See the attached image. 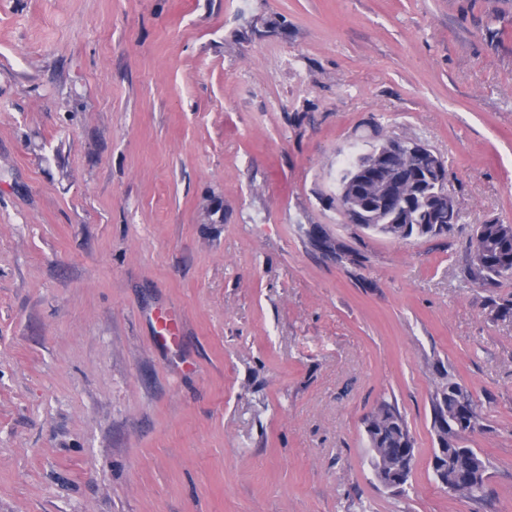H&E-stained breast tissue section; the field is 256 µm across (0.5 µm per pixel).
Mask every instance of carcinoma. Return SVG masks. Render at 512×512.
Wrapping results in <instances>:
<instances>
[{
	"label": "carcinoma",
	"mask_w": 512,
	"mask_h": 512,
	"mask_svg": "<svg viewBox=\"0 0 512 512\" xmlns=\"http://www.w3.org/2000/svg\"><path fill=\"white\" fill-rule=\"evenodd\" d=\"M384 175L392 180L420 179L424 188L436 189L432 210L420 202L407 213V223L392 224L394 214L404 202L393 198L386 210L377 214L364 229L395 241L430 239L446 236L460 219V213L448 214V185L442 183L446 168L430 151L415 155L411 167L403 169L394 158L382 161ZM473 277L485 284L512 278V224H478L474 229L471 257ZM431 426L437 448L429 467L436 482L460 499L481 501L490 478L488 459L468 446V437L483 428V417L473 392L455 377L443 371L431 393ZM370 465L375 478L385 484L402 478L403 493L411 485L416 448L406 418L399 409L381 402L364 421Z\"/></svg>",
	"instance_id": "carcinoma-1"
}]
</instances>
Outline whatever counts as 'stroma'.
<instances>
[{"label":"stroma","mask_w":512,"mask_h":512,"mask_svg":"<svg viewBox=\"0 0 512 512\" xmlns=\"http://www.w3.org/2000/svg\"><path fill=\"white\" fill-rule=\"evenodd\" d=\"M379 131L444 159L448 236L345 223ZM489 221L512 0H0V512H512V279L469 275ZM441 370L484 418L480 504L428 468ZM383 400L404 495L369 463ZM157 323V341L161 346L170 349L176 345L175 327L177 325L175 318L168 313H160L156 316ZM364 425L375 478L391 485L401 475L402 487L395 492L404 493L411 486L416 459L415 440L406 418L395 405L383 401L365 418Z\"/></svg>","instance_id":"1"}]
</instances>
